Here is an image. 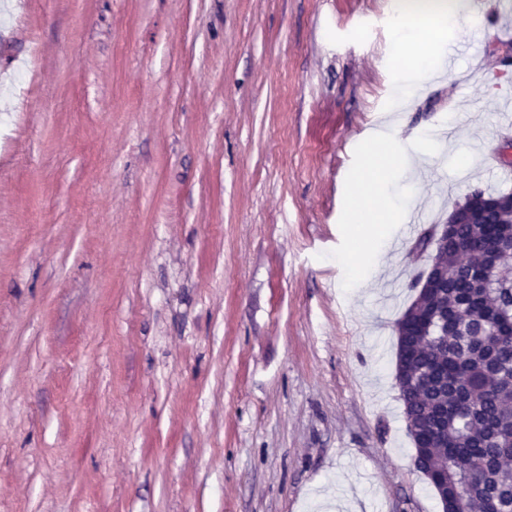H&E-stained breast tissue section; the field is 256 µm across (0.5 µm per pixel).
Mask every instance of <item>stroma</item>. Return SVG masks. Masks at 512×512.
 I'll return each instance as SVG.
<instances>
[{"instance_id":"stroma-1","label":"stroma","mask_w":512,"mask_h":512,"mask_svg":"<svg viewBox=\"0 0 512 512\" xmlns=\"http://www.w3.org/2000/svg\"><path fill=\"white\" fill-rule=\"evenodd\" d=\"M396 3L0 0V512H442L394 322L419 238L512 192L479 84L512 0H461L438 76ZM382 133L375 270L349 198Z\"/></svg>"}]
</instances>
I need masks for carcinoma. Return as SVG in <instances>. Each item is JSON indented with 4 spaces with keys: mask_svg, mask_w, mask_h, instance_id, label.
Listing matches in <instances>:
<instances>
[{
    "mask_svg": "<svg viewBox=\"0 0 512 512\" xmlns=\"http://www.w3.org/2000/svg\"><path fill=\"white\" fill-rule=\"evenodd\" d=\"M455 205L425 288L395 322V380L443 512H512V192Z\"/></svg>",
    "mask_w": 512,
    "mask_h": 512,
    "instance_id": "1",
    "label": "carcinoma"
}]
</instances>
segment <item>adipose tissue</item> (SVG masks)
<instances>
[{
    "mask_svg": "<svg viewBox=\"0 0 512 512\" xmlns=\"http://www.w3.org/2000/svg\"><path fill=\"white\" fill-rule=\"evenodd\" d=\"M400 24L412 34L417 47L442 41L449 24L455 23L456 14L445 10L429 11L422 0L399 11ZM403 156L394 140H387L384 150H377L373 143L364 147V164L357 179V189L353 193L349 207L358 224H387L391 215L377 205L378 187L383 175L397 168Z\"/></svg>",
    "mask_w": 512,
    "mask_h": 512,
    "instance_id": "adipose-tissue-1",
    "label": "adipose tissue"
}]
</instances>
